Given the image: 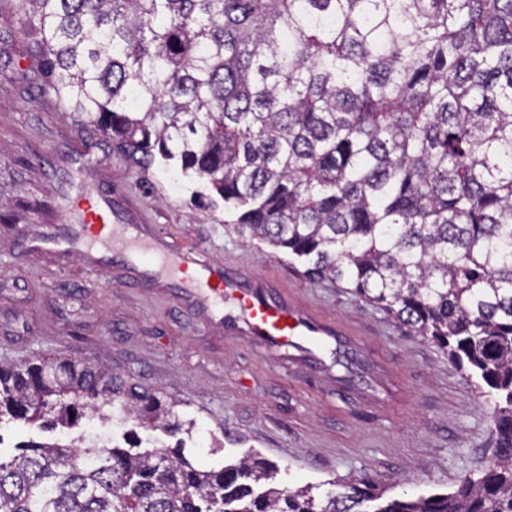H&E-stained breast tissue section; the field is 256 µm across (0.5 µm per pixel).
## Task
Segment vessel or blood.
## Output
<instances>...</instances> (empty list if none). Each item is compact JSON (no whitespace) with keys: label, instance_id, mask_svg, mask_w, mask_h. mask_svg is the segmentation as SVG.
<instances>
[{"label":"vessel or blood","instance_id":"vessel-or-blood-1","mask_svg":"<svg viewBox=\"0 0 512 512\" xmlns=\"http://www.w3.org/2000/svg\"><path fill=\"white\" fill-rule=\"evenodd\" d=\"M69 235L30 236L20 230L27 250L90 255L100 268H118L148 288H167L206 312L226 332H243L269 349L292 347L316 362L336 342L338 331L316 314L288 301L281 292L202 258L197 247H176L123 197L104 190L78 199Z\"/></svg>","mask_w":512,"mask_h":512}]
</instances>
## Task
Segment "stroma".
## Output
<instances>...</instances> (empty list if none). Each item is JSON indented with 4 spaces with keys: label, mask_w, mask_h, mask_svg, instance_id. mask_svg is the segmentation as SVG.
<instances>
[{
    "label": "stroma",
    "mask_w": 512,
    "mask_h": 512,
    "mask_svg": "<svg viewBox=\"0 0 512 512\" xmlns=\"http://www.w3.org/2000/svg\"><path fill=\"white\" fill-rule=\"evenodd\" d=\"M16 0H0V363L35 355L102 361L127 382L181 400L194 420L183 453L208 470L249 453L278 467L279 486L366 473L386 498L454 491L493 454L478 381L435 344L411 334L350 289L306 276L301 261L244 243L231 214L194 205L197 184L136 163L81 125L49 90L43 58L22 34ZM93 146L87 173L76 168ZM177 246L278 284L297 305L334 322L345 343L323 362L226 335L169 291L140 287L78 256L31 252L19 228L58 231L94 186Z\"/></svg>",
    "instance_id": "35a3bbf8"
}]
</instances>
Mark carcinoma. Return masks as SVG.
I'll return each mask as SVG.
<instances>
[{"label":"carcinoma","instance_id":"cac0c4a2","mask_svg":"<svg viewBox=\"0 0 512 512\" xmlns=\"http://www.w3.org/2000/svg\"><path fill=\"white\" fill-rule=\"evenodd\" d=\"M18 3L79 118L485 384L481 475L373 512H512V0ZM178 406L103 364H0V425L118 414L176 432ZM130 434L0 455V512H368L383 496L362 478L319 499L259 460L202 470Z\"/></svg>","mask_w":512,"mask_h":512}]
</instances>
